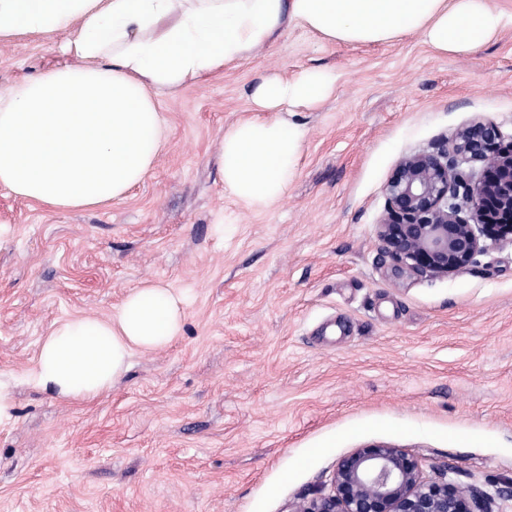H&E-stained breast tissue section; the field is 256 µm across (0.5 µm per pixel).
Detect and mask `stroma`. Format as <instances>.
<instances>
[{
  "instance_id": "stroma-1",
  "label": "stroma",
  "mask_w": 512,
  "mask_h": 512,
  "mask_svg": "<svg viewBox=\"0 0 512 512\" xmlns=\"http://www.w3.org/2000/svg\"><path fill=\"white\" fill-rule=\"evenodd\" d=\"M0 44V88L65 63ZM323 69L332 95L289 119L305 132L288 194L263 211L224 191V130L253 86ZM167 140L119 201L55 211L0 187V512H290L370 444L512 512V243L467 269L394 279L377 226L408 155L477 120L512 135V21L483 47L406 37L325 42L289 22L223 76L160 97ZM160 281L189 294L183 330L137 350L86 402L33 387L62 320L108 317Z\"/></svg>"
}]
</instances>
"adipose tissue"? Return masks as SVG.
<instances>
[{
    "mask_svg": "<svg viewBox=\"0 0 512 512\" xmlns=\"http://www.w3.org/2000/svg\"><path fill=\"white\" fill-rule=\"evenodd\" d=\"M330 43L416 37L441 53L477 49L504 26L487 0H0V44L60 40L74 62L0 89V186L52 210L121 200L152 171L166 139L159 95L199 83L269 46L288 22ZM310 70L261 78L255 111L224 130V191L271 209L288 192L304 131L286 115L331 93ZM184 299L156 282L107 318L55 326L28 374L36 388L90 401L125 375L131 353L164 347Z\"/></svg>",
    "mask_w": 512,
    "mask_h": 512,
    "instance_id": "ef3b65f1",
    "label": "adipose tissue"
}]
</instances>
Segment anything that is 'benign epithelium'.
I'll use <instances>...</instances> for the list:
<instances>
[{
	"label": "benign epithelium",
	"instance_id": "7a95c632",
	"mask_svg": "<svg viewBox=\"0 0 512 512\" xmlns=\"http://www.w3.org/2000/svg\"><path fill=\"white\" fill-rule=\"evenodd\" d=\"M496 124L476 121L432 152L404 157L385 186L377 235L392 272L449 275L477 263L487 242L512 241V142ZM493 498L468 492L392 445L344 457L329 489L291 512H489Z\"/></svg>",
	"mask_w": 512,
	"mask_h": 512
}]
</instances>
